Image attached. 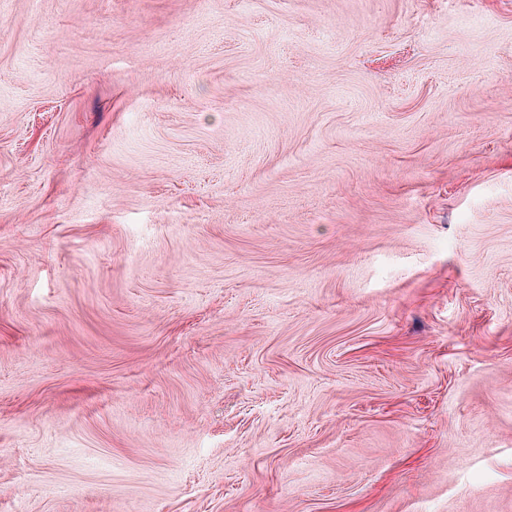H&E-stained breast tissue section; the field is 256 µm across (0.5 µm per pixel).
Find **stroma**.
Wrapping results in <instances>:
<instances>
[{
	"mask_svg": "<svg viewBox=\"0 0 512 512\" xmlns=\"http://www.w3.org/2000/svg\"><path fill=\"white\" fill-rule=\"evenodd\" d=\"M0 512H512V0H0Z\"/></svg>",
	"mask_w": 512,
	"mask_h": 512,
	"instance_id": "obj_1",
	"label": "stroma"
}]
</instances>
